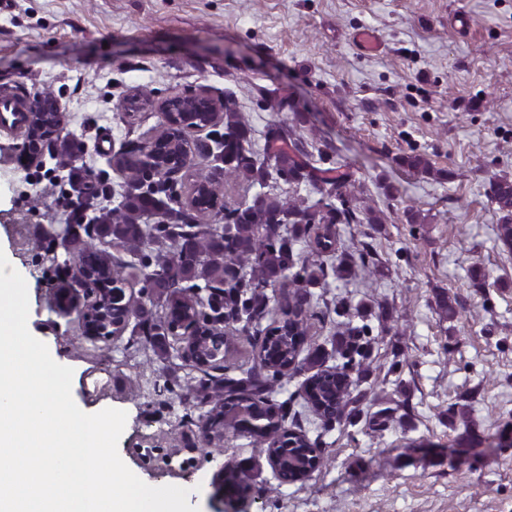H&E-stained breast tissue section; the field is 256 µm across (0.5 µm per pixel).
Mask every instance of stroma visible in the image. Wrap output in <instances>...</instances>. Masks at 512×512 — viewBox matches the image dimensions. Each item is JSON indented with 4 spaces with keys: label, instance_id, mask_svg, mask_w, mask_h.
<instances>
[{
    "label": "stroma",
    "instance_id": "1",
    "mask_svg": "<svg viewBox=\"0 0 512 512\" xmlns=\"http://www.w3.org/2000/svg\"><path fill=\"white\" fill-rule=\"evenodd\" d=\"M375 32L381 48L353 37ZM207 89L243 112L254 153L274 124L300 136L314 168L348 174L373 224H336L333 264L366 250L370 287L328 272L312 287L320 367L340 364L337 323L362 331L350 423L320 421L276 382L289 428L319 438L330 466L280 483L248 438L183 449L205 407L203 373L174 339L151 347L131 321L111 342L82 336L53 307L67 274L71 191L61 146L83 142L96 208L115 207L112 155L161 125L155 101ZM51 90L67 114L44 162L24 167L20 132L0 127V250L24 277L27 326L73 368L83 412L126 411L118 452L151 486L190 489L213 512L225 462L250 465L248 512H512V252L497 239L492 181L512 179V0H0V97ZM150 106L128 114L132 93ZM421 154L432 171L409 169ZM417 222H410V215ZM456 300L443 318L438 297Z\"/></svg>",
    "mask_w": 512,
    "mask_h": 512
}]
</instances>
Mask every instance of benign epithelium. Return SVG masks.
I'll list each match as a JSON object with an SVG mask.
<instances>
[{"instance_id": "benign-epithelium-1", "label": "benign epithelium", "mask_w": 512, "mask_h": 512, "mask_svg": "<svg viewBox=\"0 0 512 512\" xmlns=\"http://www.w3.org/2000/svg\"><path fill=\"white\" fill-rule=\"evenodd\" d=\"M163 116L164 133H155L147 140L132 147H124L114 154L112 167L121 175L127 174L128 166L139 171L158 173L171 181L182 177L187 182L185 204L198 211L199 202L209 196L219 204L220 195L216 184L224 179L221 166V147L208 149L213 158L210 164V178L203 180L193 168L197 154V142L191 137L193 132H202L224 121V100L199 89L193 92H177L156 103ZM66 113L54 96H36L27 112L24 113V142L20 158L26 164L41 161L43 147L53 134L61 131L66 123ZM93 286V276L89 269H77L76 278L56 289L57 307L62 312L73 308L81 311L84 336L90 340L108 341L122 335L128 327L129 317L125 314L106 316L102 312L105 290ZM168 333L179 343L180 357L201 370L217 368L224 363V347L208 349L204 337L210 332L194 320L185 319L181 326L168 327ZM245 435H264L269 439L270 448L266 459L275 472L284 469L292 472L294 481L308 480L319 468L322 448L306 447L290 452L296 443H309L301 431L288 429L283 425L278 413L267 401L246 394L234 393L225 403L207 412L199 427V434L185 437L184 447L192 451L202 443L210 446H223L224 441ZM238 469L232 461L224 464L219 473L221 499L224 512H247L253 496V488L241 487L237 490L225 488V482Z\"/></svg>"}]
</instances>
